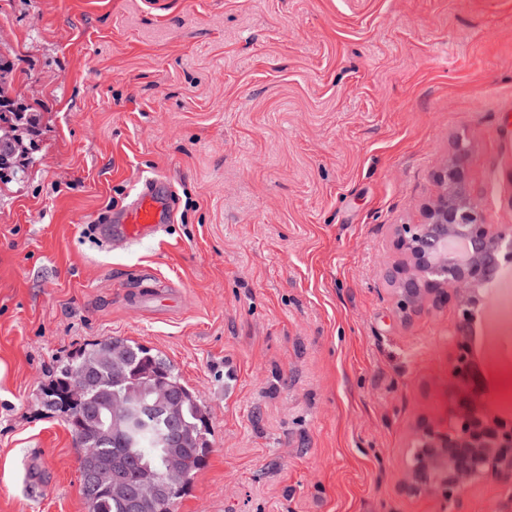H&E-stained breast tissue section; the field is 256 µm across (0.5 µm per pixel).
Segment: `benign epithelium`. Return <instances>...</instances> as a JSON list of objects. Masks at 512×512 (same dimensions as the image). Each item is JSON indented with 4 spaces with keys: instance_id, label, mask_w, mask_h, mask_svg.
<instances>
[{
    "instance_id": "7a95c632",
    "label": "benign epithelium",
    "mask_w": 512,
    "mask_h": 512,
    "mask_svg": "<svg viewBox=\"0 0 512 512\" xmlns=\"http://www.w3.org/2000/svg\"><path fill=\"white\" fill-rule=\"evenodd\" d=\"M467 147L437 172L439 194L424 208L419 224H398L395 247L401 260L384 277L394 286L402 312L441 302L455 293L458 316L448 329L455 347L448 377L454 387L448 420L428 419L415 431L404 460L407 492L433 493L457 505L471 485L492 481L512 487V425L505 427L482 403L484 384L471 350L474 319L497 279L502 262H512V226L490 224L468 189ZM466 242L462 257L449 254L448 242ZM171 485L140 478L136 498L163 500Z\"/></svg>"
}]
</instances>
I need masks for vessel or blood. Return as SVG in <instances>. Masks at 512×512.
Segmentation results:
<instances>
[{
  "instance_id": "vessel-or-blood-1",
  "label": "vessel or blood",
  "mask_w": 512,
  "mask_h": 512,
  "mask_svg": "<svg viewBox=\"0 0 512 512\" xmlns=\"http://www.w3.org/2000/svg\"><path fill=\"white\" fill-rule=\"evenodd\" d=\"M173 194L169 184L159 176L139 183L129 203L112 220L97 225L99 241L115 250H124L155 240L173 218ZM174 294L159 290L156 284L140 285L134 295L135 309H162L172 306Z\"/></svg>"
}]
</instances>
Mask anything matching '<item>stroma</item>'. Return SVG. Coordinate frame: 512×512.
<instances>
[{
  "label": "stroma",
  "mask_w": 512,
  "mask_h": 512,
  "mask_svg": "<svg viewBox=\"0 0 512 512\" xmlns=\"http://www.w3.org/2000/svg\"><path fill=\"white\" fill-rule=\"evenodd\" d=\"M0 53L37 142L0 187V512H87L39 394L110 336L202 400L210 452L174 512H448L402 463L448 414L457 304L403 317L383 273L457 143L512 226V0H0ZM149 176L176 194L167 234L105 248L88 225ZM149 279L177 306L131 308ZM460 509L512 512V487Z\"/></svg>",
  "instance_id": "stroma-1"
}]
</instances>
